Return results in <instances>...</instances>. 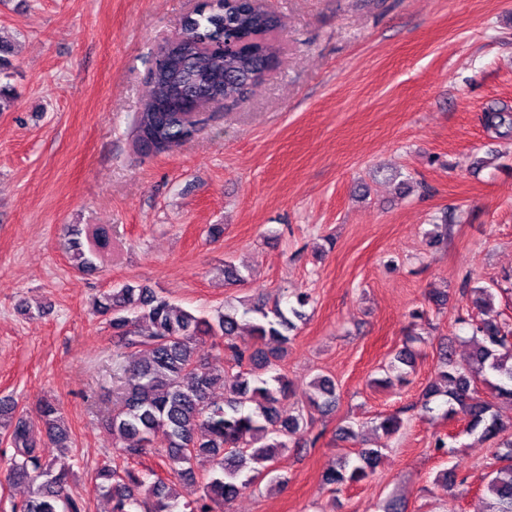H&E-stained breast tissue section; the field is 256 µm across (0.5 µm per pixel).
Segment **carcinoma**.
Returning a JSON list of instances; mask_svg holds the SVG:
<instances>
[{
	"mask_svg": "<svg viewBox=\"0 0 512 512\" xmlns=\"http://www.w3.org/2000/svg\"><path fill=\"white\" fill-rule=\"evenodd\" d=\"M281 19L263 0H212L196 10L182 34L159 51L149 74V95L134 119L135 142L152 135L159 153H169L189 141L202 123L199 109L218 99L244 102L273 65L277 49L270 34ZM234 42L225 51L221 45ZM484 126L502 137L512 135V111L492 104L482 116ZM75 267L95 268L102 249L112 242L107 226L85 235L77 226L67 228ZM87 243H82L81 236ZM462 295L477 314L464 320L472 334L466 342L472 352L460 363L446 351L440 357L438 379L425 389L422 411L446 397L445 415L465 421V431L491 440L508 432L493 403L483 399L479 385L492 388L496 398L512 404V322L495 310L493 288H464ZM288 309L253 305L240 311L218 308L211 315H196L155 289L125 282L103 293L94 309L112 327L116 339L114 374L120 382V405L105 420L112 444L122 461L101 465L94 476L96 489L112 502V512H224L257 479L274 475L277 455L288 442L303 436L315 444L312 419L304 408H286L288 378L278 373L265 376L271 360L283 357L288 332L305 318L309 295L299 292ZM248 320L257 341L254 350L236 343L242 327L238 316ZM224 352L228 370L217 371L208 362L201 344ZM416 354L404 348L385 366L382 384L403 385L413 371ZM224 388V400L213 398L216 386ZM313 393L307 406L329 411L336 406V384L325 376L311 381ZM45 437L56 448H70L60 405L49 399L38 403ZM403 420L395 413L380 420L376 429L388 437L399 433ZM14 449L5 481L32 487L31 496L13 504V512H87L85 499L68 489L69 470L57 468L54 458L38 451L34 428L15 408L0 401V437ZM179 480L195 478V466L206 467L207 481L193 502L180 504L179 493L155 470H139L133 464L156 449ZM484 492L491 495L489 512H512V436L500 438ZM382 460L379 448H362L355 459L343 457L339 468L330 469L324 482L336 491L372 476Z\"/></svg>",
	"mask_w": 512,
	"mask_h": 512,
	"instance_id": "obj_1",
	"label": "carcinoma"
}]
</instances>
